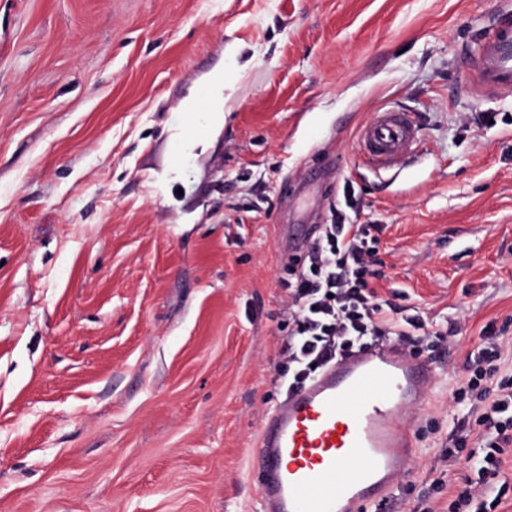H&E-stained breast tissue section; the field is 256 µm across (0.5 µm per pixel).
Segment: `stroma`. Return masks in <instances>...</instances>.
Masks as SVG:
<instances>
[{
    "label": "stroma",
    "mask_w": 512,
    "mask_h": 512,
    "mask_svg": "<svg viewBox=\"0 0 512 512\" xmlns=\"http://www.w3.org/2000/svg\"><path fill=\"white\" fill-rule=\"evenodd\" d=\"M512 0H0V512H259L285 397L288 227L379 224L378 276L439 375L389 512L448 508V410L512 339V89L468 59ZM223 72L224 119L184 100ZM418 153L363 164L373 113ZM445 487L436 490L434 482Z\"/></svg>",
    "instance_id": "stroma-1"
}]
</instances>
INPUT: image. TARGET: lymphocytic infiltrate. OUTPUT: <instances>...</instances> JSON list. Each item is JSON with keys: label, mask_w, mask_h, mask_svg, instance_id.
<instances>
[{"label": "lymphocytic infiltrate", "mask_w": 512, "mask_h": 512, "mask_svg": "<svg viewBox=\"0 0 512 512\" xmlns=\"http://www.w3.org/2000/svg\"><path fill=\"white\" fill-rule=\"evenodd\" d=\"M376 242L367 224L336 220L323 225L300 270L285 283L288 334L280 354L288 365L289 387L372 344L393 340L411 355L422 336L454 337L455 325L429 331L421 315L405 313L370 289ZM481 338L468 376L453 391L448 446L436 462L440 470L463 460L469 464L456 494L448 498V512H496L512 492V480L501 475L503 457L512 449V375L499 367L512 341L490 323ZM472 435L477 442L471 447Z\"/></svg>", "instance_id": "lymphocytic-infiltrate-1"}]
</instances>
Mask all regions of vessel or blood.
<instances>
[{
	"label": "vessel or blood",
	"mask_w": 512,
	"mask_h": 512,
	"mask_svg": "<svg viewBox=\"0 0 512 512\" xmlns=\"http://www.w3.org/2000/svg\"><path fill=\"white\" fill-rule=\"evenodd\" d=\"M474 89L512 88V19H494L471 58ZM368 165L399 163L417 142L404 111L362 126ZM430 361L394 341L351 352L289 391L264 419L257 448L261 512H379L412 456L406 427L434 383Z\"/></svg>",
	"instance_id": "vessel-or-blood-1"
}]
</instances>
